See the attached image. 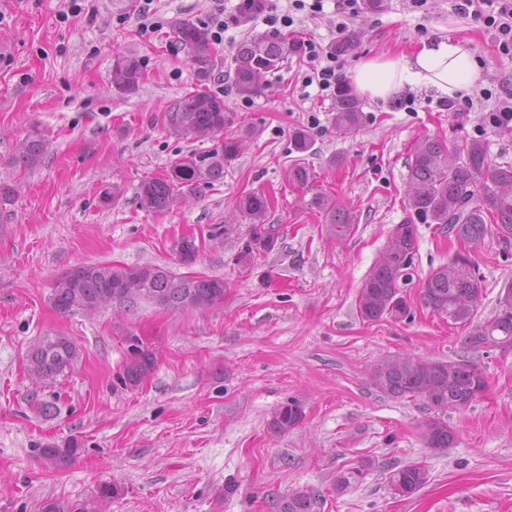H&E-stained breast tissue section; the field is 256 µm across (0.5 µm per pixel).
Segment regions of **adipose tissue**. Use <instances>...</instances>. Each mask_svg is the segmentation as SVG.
Returning <instances> with one entry per match:
<instances>
[{
	"mask_svg": "<svg viewBox=\"0 0 512 512\" xmlns=\"http://www.w3.org/2000/svg\"><path fill=\"white\" fill-rule=\"evenodd\" d=\"M483 82V69L468 45L450 38L420 41L399 56L361 60L352 74L357 94L384 102L407 87L462 98Z\"/></svg>",
	"mask_w": 512,
	"mask_h": 512,
	"instance_id": "adipose-tissue-1",
	"label": "adipose tissue"
}]
</instances>
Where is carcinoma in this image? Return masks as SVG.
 Masks as SVG:
<instances>
[{
  "instance_id": "carcinoma-1",
  "label": "carcinoma",
  "mask_w": 512,
  "mask_h": 512,
  "mask_svg": "<svg viewBox=\"0 0 512 512\" xmlns=\"http://www.w3.org/2000/svg\"><path fill=\"white\" fill-rule=\"evenodd\" d=\"M268 7V0H240L236 10L246 24ZM172 45L186 54L196 81L195 91L174 103L167 113V126L174 136L219 139L217 146L204 152L191 151L175 160L167 174L141 183L137 199L147 212L172 210L180 201L197 192L202 185L224 179V165L241 152L243 139L253 134L245 128L237 112L224 104V98L211 93L208 84L215 78L217 51L208 29L190 19L173 24ZM298 44L276 32L256 35L241 42L234 54L233 83L236 94L244 99L260 94L265 78L282 66ZM142 78L140 60L119 54L112 67V88L133 95ZM363 120L362 104L351 87L337 85L333 96L332 123L341 135L354 133ZM42 130L34 126L20 144L15 162L24 168L38 166L45 154ZM289 179L310 191L311 210L325 214L330 230L340 236L350 230L356 218L336 206L325 192L313 190L314 176L300 164L288 171ZM234 208L248 224L249 238L239 261L252 259L274 249L278 241L275 227L268 223L269 202L258 192L235 201ZM407 208L416 219L408 218L390 234L383 256L369 270L358 293V312L365 321L384 317L402 320L409 314L399 281L407 278L416 249V225L437 224L459 241L458 251L448 263L439 266L426 279L421 294L425 304L448 321L467 328L465 352L457 358L429 360L411 356L381 361L373 371V383L382 392L395 397H420L432 413L425 422L421 438L425 447L443 453L457 442V432L443 419L450 408H465L472 403L474 386L488 389L489 382L477 356L493 350H512V285L499 293L493 318L476 319L483 295V277L473 259L489 236L512 241V165H494L488 160L486 144L471 140L448 146L437 139L422 137L413 147L409 168ZM178 254L185 264L194 262L199 248L195 239L178 242ZM144 299L171 311L201 310L224 301V279L217 277H176L160 266H115L110 263L84 264L77 272L63 273L53 284L51 303L62 314L83 311L93 314L112 302ZM77 346L65 336H46L26 355L27 372L35 380L49 384L73 366ZM156 367V357L147 349L128 355L124 381L139 385ZM305 418L302 406L290 401L272 415L269 428L286 433ZM79 455V443L63 446L47 444L39 449L41 463L53 470L71 466ZM388 484L396 494H414L429 481L427 468L420 463L403 466L384 464ZM120 487L106 482L89 499L69 501L50 499L41 512H96L95 500L114 498ZM315 495L296 492L278 505V512H311Z\"/></svg>"
}]
</instances>
